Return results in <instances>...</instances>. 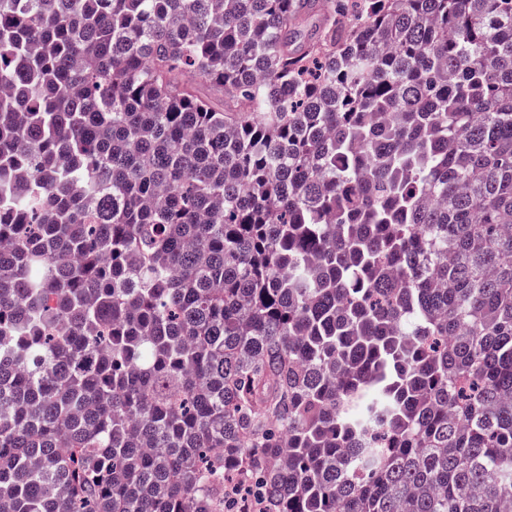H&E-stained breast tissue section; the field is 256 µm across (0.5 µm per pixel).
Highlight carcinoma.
I'll use <instances>...</instances> for the list:
<instances>
[{
  "mask_svg": "<svg viewBox=\"0 0 512 512\" xmlns=\"http://www.w3.org/2000/svg\"><path fill=\"white\" fill-rule=\"evenodd\" d=\"M0 512H512V0H0Z\"/></svg>",
  "mask_w": 512,
  "mask_h": 512,
  "instance_id": "carcinoma-1",
  "label": "carcinoma"
}]
</instances>
